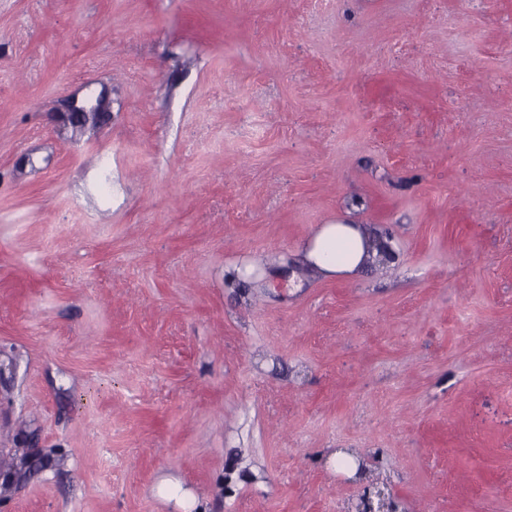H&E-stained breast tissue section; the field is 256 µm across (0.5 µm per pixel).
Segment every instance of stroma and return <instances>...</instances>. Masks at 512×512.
<instances>
[{
	"instance_id": "stroma-1",
	"label": "stroma",
	"mask_w": 512,
	"mask_h": 512,
	"mask_svg": "<svg viewBox=\"0 0 512 512\" xmlns=\"http://www.w3.org/2000/svg\"><path fill=\"white\" fill-rule=\"evenodd\" d=\"M166 482L512 512V0H0V512ZM105 106V101L101 97L97 100L95 106L89 110L86 107H78L72 104L69 108V112L66 115L68 122L75 126L83 127L87 125H97L101 121L103 112H100ZM358 224H326L303 250L304 261L325 277L350 275L372 259Z\"/></svg>"
}]
</instances>
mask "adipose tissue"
<instances>
[{
  "mask_svg": "<svg viewBox=\"0 0 512 512\" xmlns=\"http://www.w3.org/2000/svg\"><path fill=\"white\" fill-rule=\"evenodd\" d=\"M303 259L326 277L353 274L371 261L366 237L356 224L324 225L304 248Z\"/></svg>",
  "mask_w": 512,
  "mask_h": 512,
  "instance_id": "ef3b65f1",
  "label": "adipose tissue"
}]
</instances>
